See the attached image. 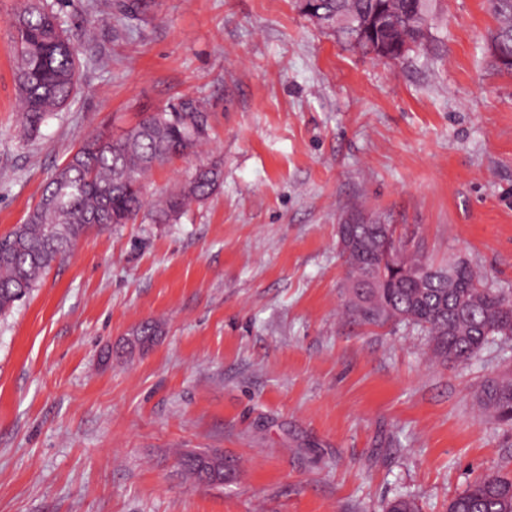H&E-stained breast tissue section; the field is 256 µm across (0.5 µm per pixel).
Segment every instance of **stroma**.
I'll use <instances>...</instances> for the list:
<instances>
[{
  "mask_svg": "<svg viewBox=\"0 0 512 512\" xmlns=\"http://www.w3.org/2000/svg\"><path fill=\"white\" fill-rule=\"evenodd\" d=\"M48 2L80 90L25 134L22 0H0V235L87 136L188 97L206 143L144 192L212 162L222 180L176 221L92 229L0 316V512H447L512 473V431L472 405L512 341L443 364L406 326L355 322L336 249L358 211L512 293V76L491 63L489 0H436L429 46L395 61L297 0ZM187 452L223 458V483L183 473Z\"/></svg>",
  "mask_w": 512,
  "mask_h": 512,
  "instance_id": "35a3bbf8",
  "label": "stroma"
}]
</instances>
